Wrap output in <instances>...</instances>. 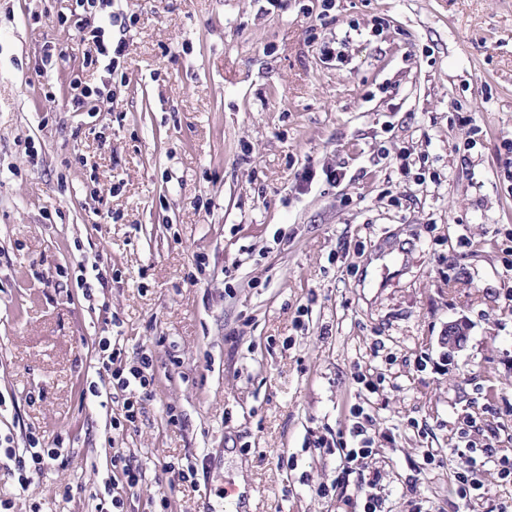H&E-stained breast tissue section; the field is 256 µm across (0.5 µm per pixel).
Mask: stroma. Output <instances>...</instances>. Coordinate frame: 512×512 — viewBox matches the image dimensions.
Wrapping results in <instances>:
<instances>
[{
    "label": "stroma",
    "mask_w": 512,
    "mask_h": 512,
    "mask_svg": "<svg viewBox=\"0 0 512 512\" xmlns=\"http://www.w3.org/2000/svg\"><path fill=\"white\" fill-rule=\"evenodd\" d=\"M67 6L0 0V432L64 448L26 491L0 478L13 512H94L118 451L145 473L128 512L160 492L171 512H224L230 485L245 512H344L373 471L386 512L512 501L491 463L480 498L454 484L465 418L512 457V0H337L325 17L321 0H122L108 112L62 103L81 56L51 21ZM336 39L340 61L320 52ZM49 41L69 51L44 76ZM80 262L106 277L89 299L60 274ZM104 337L152 356L135 424L114 423ZM359 406L373 453L339 485ZM189 461L194 484L165 469Z\"/></svg>",
    "instance_id": "obj_1"
}]
</instances>
